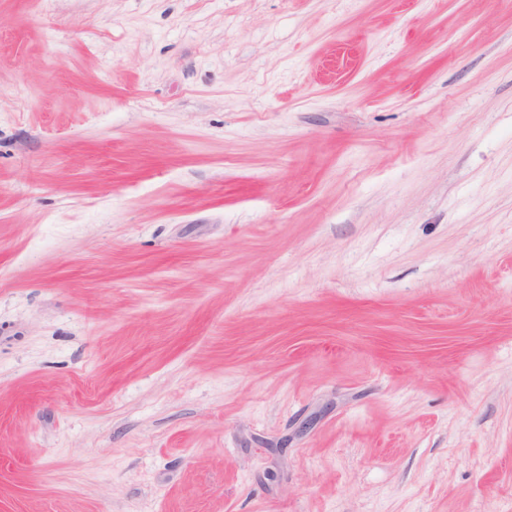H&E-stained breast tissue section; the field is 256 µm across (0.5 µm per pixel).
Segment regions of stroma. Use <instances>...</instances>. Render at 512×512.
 Listing matches in <instances>:
<instances>
[{"instance_id": "stroma-1", "label": "stroma", "mask_w": 512, "mask_h": 512, "mask_svg": "<svg viewBox=\"0 0 512 512\" xmlns=\"http://www.w3.org/2000/svg\"><path fill=\"white\" fill-rule=\"evenodd\" d=\"M0 512H512V0H0Z\"/></svg>"}]
</instances>
